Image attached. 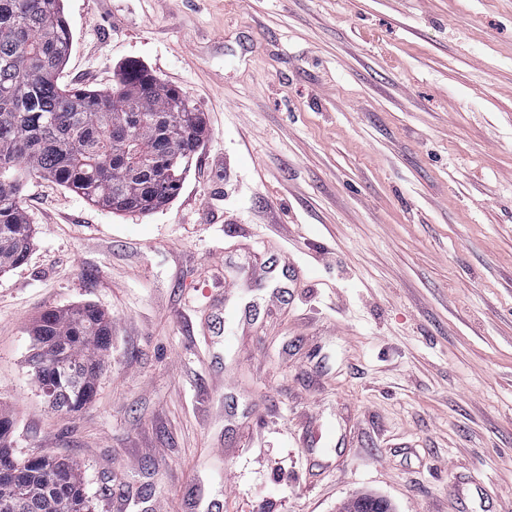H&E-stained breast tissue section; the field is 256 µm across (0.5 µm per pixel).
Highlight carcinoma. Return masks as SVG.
Returning <instances> with one entry per match:
<instances>
[{"label": "carcinoma", "mask_w": 512, "mask_h": 512, "mask_svg": "<svg viewBox=\"0 0 512 512\" xmlns=\"http://www.w3.org/2000/svg\"><path fill=\"white\" fill-rule=\"evenodd\" d=\"M71 47L62 0H0V273L24 263L32 245L33 227L23 206L29 181L50 178L113 213L152 212L170 201L169 171L186 170L202 135L200 118L178 101L177 90L135 62L125 66L110 92L75 93L61 82ZM128 129L151 156L138 170L119 153ZM32 336L30 362L60 356L68 363L54 381L52 406L83 409L111 348L112 320L92 304L53 309L39 317ZM14 455L25 488L16 512H91L76 462L53 458L55 480L19 451ZM390 508L387 500L370 495L343 506L345 512Z\"/></svg>", "instance_id": "carcinoma-1"}]
</instances>
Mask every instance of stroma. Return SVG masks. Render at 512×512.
Here are the masks:
<instances>
[{"instance_id": "35a3bbf8", "label": "stroma", "mask_w": 512, "mask_h": 512, "mask_svg": "<svg viewBox=\"0 0 512 512\" xmlns=\"http://www.w3.org/2000/svg\"><path fill=\"white\" fill-rule=\"evenodd\" d=\"M61 81L137 62L206 120L178 194L50 179L0 273V414L97 512H512V0H64ZM112 321L94 400L25 363L47 309ZM360 501L364 502L365 509L360 505ZM391 508L390 503L380 497L364 496L352 498L344 503L343 509L347 512H387Z\"/></svg>"}]
</instances>
